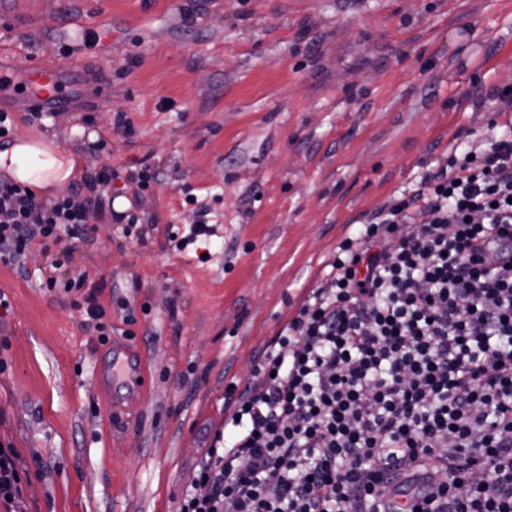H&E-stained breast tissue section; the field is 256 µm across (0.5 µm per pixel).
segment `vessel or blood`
Listing matches in <instances>:
<instances>
[{"mask_svg": "<svg viewBox=\"0 0 512 512\" xmlns=\"http://www.w3.org/2000/svg\"><path fill=\"white\" fill-rule=\"evenodd\" d=\"M76 88L65 82L62 65L39 64L23 57L9 69H0V97L25 95L40 107L53 109L66 105ZM112 376L133 393H140L145 378L139 361L131 354L127 344L112 346Z\"/></svg>", "mask_w": 512, "mask_h": 512, "instance_id": "obj_1", "label": "vessel or blood"}]
</instances>
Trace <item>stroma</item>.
I'll return each instance as SVG.
<instances>
[{
	"instance_id": "obj_1",
	"label": "stroma",
	"mask_w": 512,
	"mask_h": 512,
	"mask_svg": "<svg viewBox=\"0 0 512 512\" xmlns=\"http://www.w3.org/2000/svg\"><path fill=\"white\" fill-rule=\"evenodd\" d=\"M20 54L72 65L81 89L51 112L1 99L15 136L77 158L71 188L116 177L86 239L0 259V444L26 512H178L225 387L340 242L496 121L512 0H0V65ZM51 276L100 287L143 399L113 409L107 346Z\"/></svg>"
}]
</instances>
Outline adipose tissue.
<instances>
[{"instance_id": "adipose-tissue-1", "label": "adipose tissue", "mask_w": 512, "mask_h": 512, "mask_svg": "<svg viewBox=\"0 0 512 512\" xmlns=\"http://www.w3.org/2000/svg\"><path fill=\"white\" fill-rule=\"evenodd\" d=\"M76 167L72 156L43 139L20 138L0 150V170L37 192L64 187Z\"/></svg>"}]
</instances>
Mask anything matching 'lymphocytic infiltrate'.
<instances>
[{"mask_svg": "<svg viewBox=\"0 0 512 512\" xmlns=\"http://www.w3.org/2000/svg\"><path fill=\"white\" fill-rule=\"evenodd\" d=\"M324 266L200 451L179 512H512V96ZM105 201L0 180V258Z\"/></svg>", "mask_w": 512, "mask_h": 512, "instance_id": "lymphocytic-infiltrate-1", "label": "lymphocytic infiltrate"}]
</instances>
